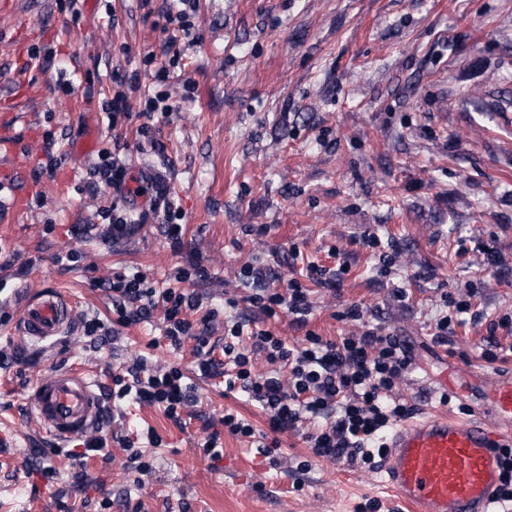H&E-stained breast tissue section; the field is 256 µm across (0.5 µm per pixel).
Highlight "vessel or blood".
Wrapping results in <instances>:
<instances>
[{
  "instance_id": "1",
  "label": "vessel or blood",
  "mask_w": 512,
  "mask_h": 512,
  "mask_svg": "<svg viewBox=\"0 0 512 512\" xmlns=\"http://www.w3.org/2000/svg\"><path fill=\"white\" fill-rule=\"evenodd\" d=\"M74 305L56 289L30 294L21 306L18 332L33 340L67 333ZM104 396L83 370H57L41 377L30 397L32 417L56 440L96 432ZM512 446V381L494 382L486 417L447 416L409 421L389 439L387 484L419 512H512L494 498L501 469L499 450Z\"/></svg>"
}]
</instances>
